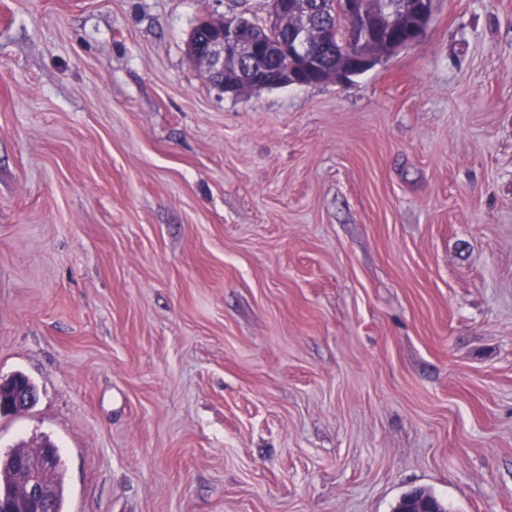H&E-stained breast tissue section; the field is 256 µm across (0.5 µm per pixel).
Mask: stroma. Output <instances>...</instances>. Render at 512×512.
I'll return each instance as SVG.
<instances>
[{
  "mask_svg": "<svg viewBox=\"0 0 512 512\" xmlns=\"http://www.w3.org/2000/svg\"><path fill=\"white\" fill-rule=\"evenodd\" d=\"M205 15L268 2L0 0V455L65 512H512V0L237 95ZM442 506L428 491L416 489L403 496L397 503L395 512H442Z\"/></svg>",
  "mask_w": 512,
  "mask_h": 512,
  "instance_id": "35a3bbf8",
  "label": "stroma"
}]
</instances>
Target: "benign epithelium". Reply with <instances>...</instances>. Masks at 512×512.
<instances>
[{"label": "benign epithelium", "instance_id": "1", "mask_svg": "<svg viewBox=\"0 0 512 512\" xmlns=\"http://www.w3.org/2000/svg\"><path fill=\"white\" fill-rule=\"evenodd\" d=\"M309 9L307 0H270L268 26L279 27L288 19V14ZM288 46L292 51L308 60L318 58L317 51L308 40L305 28L288 32ZM187 51L193 63L209 76V82L220 92L240 93L241 86L224 85V64L230 54L237 61H245L249 74L263 80L271 87L285 83L301 85L306 80L302 73H288V77L272 76L264 68L266 49L255 37L250 24L229 23L224 18H204L190 34ZM37 392L16 391L8 401L10 409L20 410L33 405ZM58 466L57 453L50 449L34 465L20 462L18 490L14 493L0 491V512H51L50 492L43 482V472ZM395 512H442V506L428 491L416 489L403 496Z\"/></svg>", "mask_w": 512, "mask_h": 512}]
</instances>
